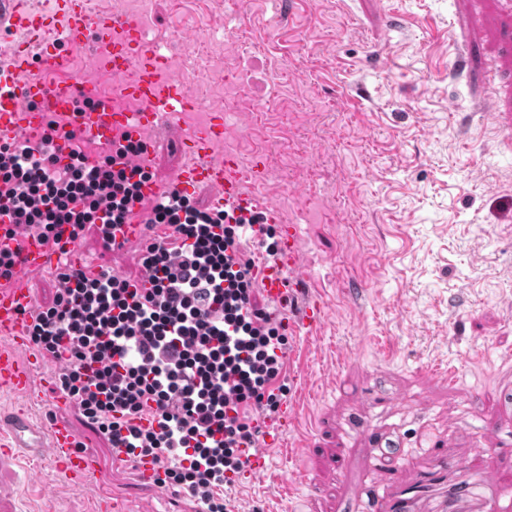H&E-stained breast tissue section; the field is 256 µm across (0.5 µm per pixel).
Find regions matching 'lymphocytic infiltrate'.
<instances>
[{
  "mask_svg": "<svg viewBox=\"0 0 512 512\" xmlns=\"http://www.w3.org/2000/svg\"><path fill=\"white\" fill-rule=\"evenodd\" d=\"M48 126L69 163L49 145L0 143V206L12 235L55 242L64 224L77 239L87 225L123 223L140 181L152 176L141 141L119 145L122 168L108 156L88 168L64 119L50 117ZM147 222L165 227L171 242L140 251L141 277L151 283L145 295L106 271L90 279L59 269L55 300L37 309L30 338L113 455L165 458L167 483L188 488L206 512H227L221 492L285 392L287 312L255 304L256 270L276 265L277 247L269 243L259 264L241 238L255 225L270 239L275 227L262 213L235 218L177 191Z\"/></svg>",
  "mask_w": 512,
  "mask_h": 512,
  "instance_id": "1",
  "label": "lymphocytic infiltrate"
}]
</instances>
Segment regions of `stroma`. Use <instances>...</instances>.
I'll list each match as a JSON object with an SVG mask.
<instances>
[{"mask_svg":"<svg viewBox=\"0 0 512 512\" xmlns=\"http://www.w3.org/2000/svg\"><path fill=\"white\" fill-rule=\"evenodd\" d=\"M149 33L169 63L205 48L199 79L224 115L225 147L265 168L250 193L278 203L298 227L296 276L321 296L325 323L288 336L302 366L285 375L295 430L271 449L260 481L225 488L233 512H359L340 476L381 484L378 452L404 455L413 479L434 464L427 445L454 450L461 473L477 452L512 472L501 371L512 370V0H151ZM162 136L155 179L184 163ZM80 245L101 268L140 274L139 249L105 247L94 227ZM457 369L448 386L434 372ZM371 435L350 433L358 402ZM99 468L68 479L0 461V512H95L99 495L129 512H193V497L138 484L132 463L78 411ZM303 471L306 482L291 480Z\"/></svg>","mask_w":512,"mask_h":512,"instance_id":"stroma-1","label":"stroma"}]
</instances>
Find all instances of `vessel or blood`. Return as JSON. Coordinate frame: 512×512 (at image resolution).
Wrapping results in <instances>:
<instances>
[{
	"mask_svg": "<svg viewBox=\"0 0 512 512\" xmlns=\"http://www.w3.org/2000/svg\"><path fill=\"white\" fill-rule=\"evenodd\" d=\"M0 28L17 33L4 48L8 66L0 68V136L39 147L49 136L48 117L64 116L76 135L94 142L96 152L85 156V166H96L108 154L113 138L120 133L139 137L142 132H160L180 125L188 112L198 111L201 102L192 94L186 74H173L161 46L149 40L142 14L96 13L89 0H50L48 8L36 9L28 0H0ZM90 46L95 67L120 75V82L105 94L81 73L72 69L61 45ZM38 47L40 67L31 70V47ZM92 100L93 106L74 111L75 99ZM224 138V116L210 114L202 124L182 136L179 149L185 158L172 181L147 180L130 205L124 223L107 230L111 248L146 245L164 239L165 230L146 224L144 214L172 191L188 192L200 186L216 188L214 208L263 212L267 223L279 225L278 261L261 268L257 286L273 301L288 295L295 283L292 273L298 264L296 225L287 222L278 206L262 202L246 189L248 182L263 174L260 160L245 163L235 154L216 153ZM19 250L18 273L0 285V391L30 396L37 386H52L49 363L30 341L34 316V290L30 276L65 264L89 278L101 269L91 264L77 243L58 250L42 239L23 243L0 229V250ZM80 431L71 423L56 420L40 431L24 411L0 416V457H29L49 462L52 470L68 478L84 479L98 469L96 457L79 450ZM435 464L414 481L404 482L397 468L387 470V496L371 494L367 512H417L421 500L436 503V512H512V479L498 470L485 469L481 481L455 476L449 449L434 451ZM271 466L266 447L255 446L243 458L238 481L250 482L266 475ZM139 484L163 487L164 468L153 458L138 462Z\"/></svg>",
	"mask_w": 512,
	"mask_h": 512,
	"instance_id": "vessel-or-blood-1",
	"label": "vessel or blood"
}]
</instances>
